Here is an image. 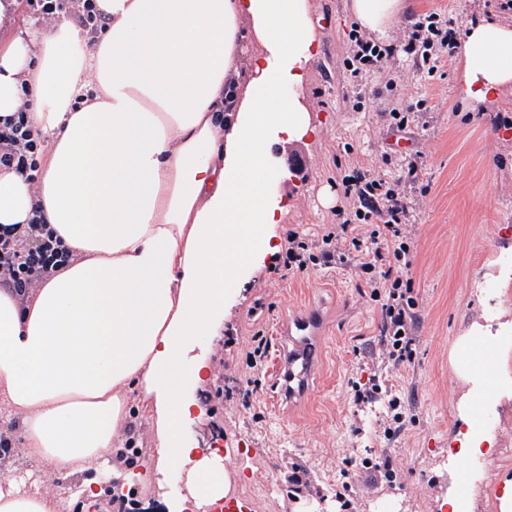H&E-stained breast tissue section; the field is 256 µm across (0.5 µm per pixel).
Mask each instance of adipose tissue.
Returning <instances> with one entry per match:
<instances>
[{"instance_id":"1","label":"adipose tissue","mask_w":512,"mask_h":512,"mask_svg":"<svg viewBox=\"0 0 512 512\" xmlns=\"http://www.w3.org/2000/svg\"><path fill=\"white\" fill-rule=\"evenodd\" d=\"M106 28L18 24L0 44V122L30 104L39 178L0 169V225L42 211L75 260L28 298L0 286V411L24 423L30 471L0 476V512H64L51 471L81 492L112 475L128 401L157 427V488L180 512L229 492L224 457L182 435L208 374L186 345L218 336L242 271L278 251L288 197L270 146L318 133L304 103L321 34L310 0H94ZM407 0H352L387 34ZM458 90L490 108L512 87V22L463 33Z\"/></svg>"}]
</instances>
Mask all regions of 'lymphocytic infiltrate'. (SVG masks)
<instances>
[{"mask_svg": "<svg viewBox=\"0 0 512 512\" xmlns=\"http://www.w3.org/2000/svg\"><path fill=\"white\" fill-rule=\"evenodd\" d=\"M432 13L417 22L400 46H381L352 33V54L345 65L350 83H358L369 67H383L396 52H403L428 73H436L442 49H453L455 36L441 27ZM41 143L25 114L0 125V166L14 169L33 182L38 178ZM351 208L339 211V221L321 238L289 231L283 270L297 274L335 262H352L380 304V334L389 360L408 363L413 355L417 326V299L410 277L413 243L403 226L409 206L400 192L380 176L366 173L343 184ZM72 251L65 248L42 218L0 228V284L26 295L59 268L69 265Z\"/></svg>", "mask_w": 512, "mask_h": 512, "instance_id": "1", "label": "lymphocytic infiltrate"}]
</instances>
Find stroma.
Listing matches in <instances>:
<instances>
[{
  "label": "stroma",
  "instance_id": "1",
  "mask_svg": "<svg viewBox=\"0 0 512 512\" xmlns=\"http://www.w3.org/2000/svg\"><path fill=\"white\" fill-rule=\"evenodd\" d=\"M310 2L322 39L306 101L321 134L273 148L278 167L288 172L280 190L290 199L276 232L320 235L335 223L337 209L348 207L341 181L357 172L380 175L408 198L405 232L414 244L419 323L412 361L385 374L401 400L403 429L385 439L381 418L354 403L355 385L366 383L386 354L377 337L378 303L364 279L339 263L285 279L264 267L241 273L224 322L236 328L241 346L255 334L267 337L264 377L247 405L236 399L220 406L211 401L209 384L192 387L206 414L183 435L223 449L231 490L248 512H438V465L458 431L459 404L473 397L459 375L463 343L489 305L512 325V284L492 303L478 288L479 281L496 279V255L512 253V93L491 112L465 106L457 95V53L435 78L396 54L367 73L361 93H354L345 69L349 34L357 27L350 0ZM431 12L459 31L469 19L511 17L512 0H410L386 43L403 40ZM395 108L405 113L404 129L390 116ZM310 308L322 317L320 355L306 393L284 398L275 390L283 345L277 325L284 313ZM370 448L389 451L397 478L350 491ZM297 466L311 480L299 494L289 480ZM269 481L276 495L265 494Z\"/></svg>",
  "mask_w": 512,
  "mask_h": 512
}]
</instances>
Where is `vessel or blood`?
I'll use <instances>...</instances> for the list:
<instances>
[{"mask_svg": "<svg viewBox=\"0 0 512 512\" xmlns=\"http://www.w3.org/2000/svg\"><path fill=\"white\" fill-rule=\"evenodd\" d=\"M321 318L309 311L284 318L281 332L285 338V350L278 361L285 394L294 396L305 392L310 374L318 359V338Z\"/></svg>", "mask_w": 512, "mask_h": 512, "instance_id": "1", "label": "vessel or blood"}]
</instances>
